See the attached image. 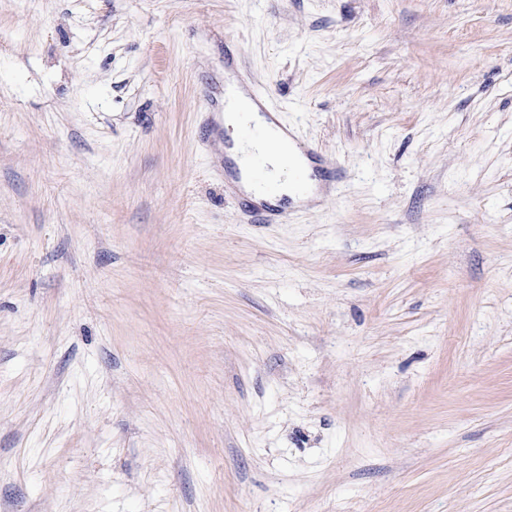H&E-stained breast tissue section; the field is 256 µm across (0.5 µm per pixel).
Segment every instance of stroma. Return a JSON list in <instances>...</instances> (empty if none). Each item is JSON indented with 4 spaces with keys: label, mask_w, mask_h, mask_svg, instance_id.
<instances>
[{
    "label": "stroma",
    "mask_w": 512,
    "mask_h": 512,
    "mask_svg": "<svg viewBox=\"0 0 512 512\" xmlns=\"http://www.w3.org/2000/svg\"><path fill=\"white\" fill-rule=\"evenodd\" d=\"M0 512H512V0H0ZM255 127L268 126L267 120L259 112H245L242 110H229L224 112L223 127L226 134L231 137L229 146L226 148V157L234 164L238 171H241L242 164L246 162L247 155L255 148L265 147L269 150L268 140L260 145L247 139L265 138L266 132ZM249 126V127H246ZM244 138L240 137L241 129ZM270 152V151H269ZM288 152L295 153V149L293 145L288 141V139H285L282 141L281 144V150L278 152H270L272 157V162L275 167L276 174L280 179L282 180V188L283 192L275 197H267L259 195L260 192L256 186V184H250L241 174V179L239 181L240 187L243 190L245 194H247L252 200L254 201H266L270 202L272 204H275L276 202H280L283 199H291L294 202H300L302 195L297 196L295 194L294 189V183L292 179V173L294 171V168H292V172L290 175L288 174V170L284 167L283 169L280 168V159L284 157L285 154ZM268 170V165L262 155L258 154L251 158L249 162V172L251 177L263 184L267 192L273 196L278 191V184L269 178Z\"/></svg>",
    "instance_id": "1"
}]
</instances>
